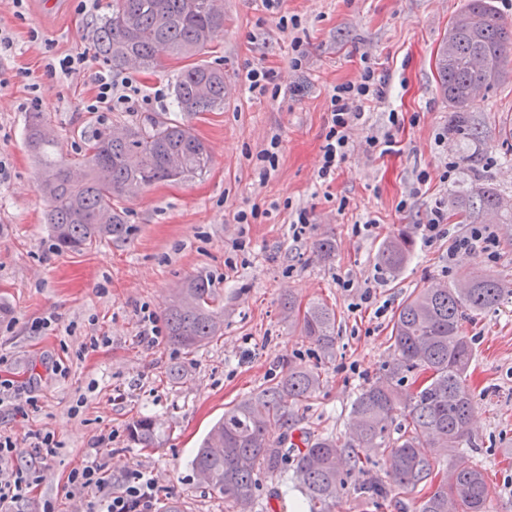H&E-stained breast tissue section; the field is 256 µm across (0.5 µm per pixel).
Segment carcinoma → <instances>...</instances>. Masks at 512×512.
<instances>
[{"label": "carcinoma", "mask_w": 512, "mask_h": 512, "mask_svg": "<svg viewBox=\"0 0 512 512\" xmlns=\"http://www.w3.org/2000/svg\"><path fill=\"white\" fill-rule=\"evenodd\" d=\"M463 14L472 25L453 29L437 57L441 89L454 109V125L470 124L472 90L488 91L512 76V22L491 0H469ZM224 27V10L213 0H112L111 14L95 28L98 53L117 72L126 57L154 69L163 57L189 59ZM481 57L483 70L473 65ZM176 106L185 116L224 107V71L202 63L184 66L173 83ZM26 147L39 169L38 188L47 202L55 249L80 251L97 242L128 235L120 200L171 180L170 159L178 160L180 179L205 173L211 161L205 142L182 121L165 119L147 126H128L120 134L97 130L76 162L54 154V140L39 112H31ZM460 215L491 214L512 223V204L500 193L475 186L456 201ZM413 240L404 231L378 248L376 265L391 278L410 259ZM504 298L500 280L488 273L467 272L453 284L415 289L397 309L391 326L392 351L375 380L362 385L349 408V431L314 437L301 435L303 447H285L290 406L311 399L322 386L321 372L303 365L288 367L276 381L224 411L201 442L191 461L200 481L224 500L226 512H253V490L266 477L287 470L294 453L293 475L308 512H333L336 498L355 484L368 500L407 495L435 477L426 449L455 452L472 448L469 431L473 393L467 376L472 348L462 321L472 312L489 311ZM288 321L300 328L327 358L336 355V314L327 305L304 306L293 297L283 304ZM169 342L192 352L224 335V309L216 303L209 279L196 275L184 281L165 309ZM413 389L402 390L406 378ZM133 443L160 446L156 421L140 417L129 425ZM383 457L387 479L370 473L357 449ZM493 490L482 468L456 465L437 489L422 497L414 512H489Z\"/></svg>", "instance_id": "obj_1"}]
</instances>
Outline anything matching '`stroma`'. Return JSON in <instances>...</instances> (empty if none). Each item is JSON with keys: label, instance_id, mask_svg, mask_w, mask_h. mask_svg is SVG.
I'll use <instances>...</instances> for the list:
<instances>
[{"label": "stroma", "instance_id": "1", "mask_svg": "<svg viewBox=\"0 0 512 512\" xmlns=\"http://www.w3.org/2000/svg\"><path fill=\"white\" fill-rule=\"evenodd\" d=\"M59 2L51 12L43 0H30L20 20L0 0V27L14 34L12 52L0 57V381H14L28 396L21 404L0 388V433L21 438L33 430L61 445L45 481L17 512H42L48 500L58 512H71L64 480L89 460L102 436L100 460L113 490H120L127 471L143 469L157 479L160 501L179 499L185 512H224L223 500L199 482L190 460L225 409L302 364L318 368L324 383L294 407L295 430L345 431L354 392L389 358L391 316L408 294L473 270L512 283V224L497 225L499 244L490 259L449 257L447 240L425 245L419 230L440 205L452 231H465L454 201L472 185L512 199V140L499 135L502 121L512 118V81L472 102L471 131H450L452 109L436 56L467 0H281L273 11L264 0H224L223 29L194 57L224 71L223 109L190 121L209 148L207 172L155 184L124 201L126 239L62 254L53 247L25 147L29 90L22 70L41 79L40 110L56 155L74 161L85 151V132L178 118L172 84L183 63L168 58L152 72L133 69L152 97L147 110L83 111L84 78L44 76L43 46L29 38L34 28L60 51L94 52L97 18L76 12L74 0ZM282 15L297 17L299 29H279ZM296 36L303 52L297 67ZM368 66L387 80V96L353 127L335 175L320 180L329 97ZM255 67L272 71L275 94L248 91L245 75ZM274 137L278 161L266 171L256 155ZM373 138L393 140L392 151L380 153L369 144ZM451 159L457 168L441 181ZM254 207L256 220L236 222L238 211ZM301 208L311 223L298 235L292 221ZM368 220L372 231L355 234V225ZM404 226L414 250L392 279L381 274L375 254ZM325 236L336 241L329 262L316 253ZM198 274L210 278L224 307L223 337L190 353L164 336L148 346L141 338L143 311L163 314L182 282ZM343 279L353 281V291L340 287ZM367 290L374 305L385 306V316L355 310ZM290 294L335 309V357L321 358L289 326L281 301ZM462 325L474 354L468 384L475 446L460 455L436 449L431 455L442 473L461 459L481 466L494 490L492 512H512V294ZM93 337L99 343L91 350ZM55 363L65 376L46 374ZM175 365L184 372L177 383L168 376ZM146 415L160 422V447L129 440V424Z\"/></svg>", "mask_w": 512, "mask_h": 512}]
</instances>
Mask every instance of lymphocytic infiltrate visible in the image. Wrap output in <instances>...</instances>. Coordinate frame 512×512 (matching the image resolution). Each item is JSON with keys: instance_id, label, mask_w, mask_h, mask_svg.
Here are the masks:
<instances>
[{"instance_id": "obj_1", "label": "lymphocytic infiltrate", "mask_w": 512, "mask_h": 512, "mask_svg": "<svg viewBox=\"0 0 512 512\" xmlns=\"http://www.w3.org/2000/svg\"><path fill=\"white\" fill-rule=\"evenodd\" d=\"M42 41L47 75L88 78L94 93L84 101V111L108 112L117 106L133 110L140 93L133 77L117 76L106 67L90 70L85 53H63L57 50L54 39ZM386 95L385 79L371 68L365 69L358 81L334 87L328 107L330 127L318 172L320 179L335 174L346 158L351 129L362 120L366 107L384 100ZM420 230L425 243L448 240V255L452 258L476 252L490 257L499 243L496 232L487 224H473L466 233L451 234L448 217L439 206L430 210ZM25 441L28 446L23 449L17 439L0 434V512H14L15 505L43 482L60 448L53 437L38 431L28 433ZM157 493L154 476L139 469L128 471L122 490L112 492L104 464L95 459L72 469L67 476V494L82 496L85 512H155Z\"/></svg>"}]
</instances>
